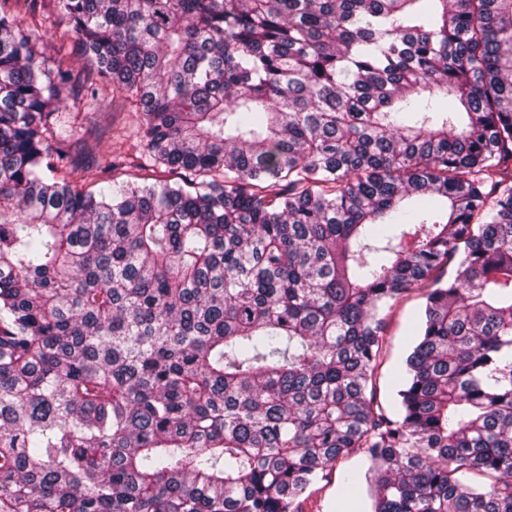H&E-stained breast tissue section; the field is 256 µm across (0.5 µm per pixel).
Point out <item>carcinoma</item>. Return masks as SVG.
Wrapping results in <instances>:
<instances>
[{
    "instance_id": "1",
    "label": "carcinoma",
    "mask_w": 512,
    "mask_h": 512,
    "mask_svg": "<svg viewBox=\"0 0 512 512\" xmlns=\"http://www.w3.org/2000/svg\"><path fill=\"white\" fill-rule=\"evenodd\" d=\"M58 4L185 175L75 186L0 0V512H304L358 454L369 512H512V0ZM425 298L420 290L407 294L394 308L388 325L391 346L379 366L376 377L377 400L390 415L400 409L398 372L412 349L407 335L420 321L424 312Z\"/></svg>"
}]
</instances>
